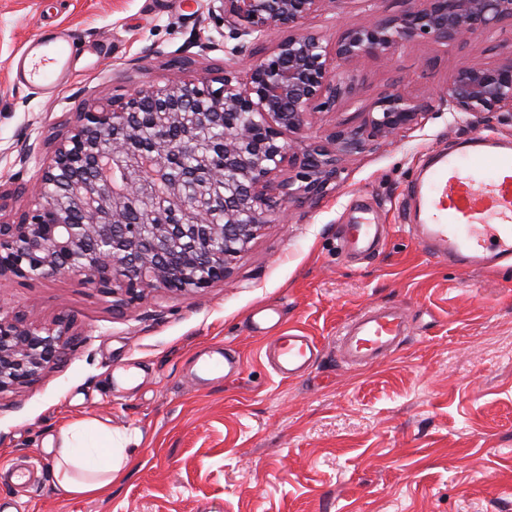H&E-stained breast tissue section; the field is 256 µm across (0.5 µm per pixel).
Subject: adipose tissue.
Wrapping results in <instances>:
<instances>
[{
  "instance_id": "1",
  "label": "adipose tissue",
  "mask_w": 512,
  "mask_h": 512,
  "mask_svg": "<svg viewBox=\"0 0 512 512\" xmlns=\"http://www.w3.org/2000/svg\"><path fill=\"white\" fill-rule=\"evenodd\" d=\"M139 438L93 419L74 421L49 438L56 481L81 494L110 490L114 473L137 455Z\"/></svg>"
}]
</instances>
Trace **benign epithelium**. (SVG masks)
Instances as JSON below:
<instances>
[{
    "mask_svg": "<svg viewBox=\"0 0 512 512\" xmlns=\"http://www.w3.org/2000/svg\"><path fill=\"white\" fill-rule=\"evenodd\" d=\"M229 37L254 45L243 75L175 78L134 89L112 104L76 113L40 167L35 207L0 224V277L38 280L86 275L133 306L149 288L191 295L229 274L261 228L291 200L315 202L341 174V161L372 142L393 141L432 110L431 101L381 95L357 127L339 123L315 140L309 120L336 105L340 68L389 55L418 38L466 42L512 21V0H409L391 18L347 29L335 42L306 26L335 0H219ZM280 39L257 48L266 33ZM470 123L512 117V52L497 65L466 61L432 101ZM155 128L191 122L224 126V193L212 147L139 136L141 116ZM189 152L193 167L173 160ZM224 223L213 224V213ZM70 323L42 327L0 304V393L20 388L56 364Z\"/></svg>",
    "mask_w": 512,
    "mask_h": 512,
    "instance_id": "obj_1",
    "label": "benign epithelium"
}]
</instances>
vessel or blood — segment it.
<instances>
[{
  "label": "vessel or blood",
  "instance_id": "obj_1",
  "mask_svg": "<svg viewBox=\"0 0 512 512\" xmlns=\"http://www.w3.org/2000/svg\"><path fill=\"white\" fill-rule=\"evenodd\" d=\"M73 46L55 32L27 42L12 64L16 82L54 95L72 75ZM407 193L409 229L429 254L459 267L512 270V142L481 134L462 138L454 149L431 154ZM380 235V224L365 215L346 225L340 245L369 253ZM407 333L400 306L375 305L345 324L336 342L348 363L363 367L391 357ZM266 355L277 376L294 379L309 371L320 350L313 337L288 331L270 337ZM201 366L220 381L240 360L227 353Z\"/></svg>",
  "mask_w": 512,
  "mask_h": 512
}]
</instances>
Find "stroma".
Returning <instances> with one entry per match:
<instances>
[{
	"mask_svg": "<svg viewBox=\"0 0 512 512\" xmlns=\"http://www.w3.org/2000/svg\"><path fill=\"white\" fill-rule=\"evenodd\" d=\"M406 0H333L307 25L328 38ZM210 0H0V221L32 208L38 168L26 141L52 138L75 113L136 86L239 69ZM45 30L76 36L79 58L55 100L13 82V57ZM212 41L210 49L201 44ZM512 22L466 44L420 39L344 66L332 111L308 134L361 125L352 100L390 91L423 98L457 66L495 64ZM188 53L184 69L171 60ZM480 133L512 140V119L474 123L431 113L394 141L347 158L318 202L284 203L222 282L193 295L155 288L128 309L84 277H0V303L71 337L32 384L0 393V512H512V271L448 265L407 227V182L431 153ZM369 208L388 227L370 260L341 253L337 228ZM406 311L409 335L386 361L354 367L336 350L342 327L378 304ZM274 307L281 330L313 336L321 354L303 377L268 366L252 317ZM233 347L243 369L211 383L195 363ZM76 418L140 435L137 459L105 496L56 484L45 438Z\"/></svg>",
	"mask_w": 512,
	"mask_h": 512,
	"instance_id": "35a3bbf8",
	"label": "stroma"
}]
</instances>
